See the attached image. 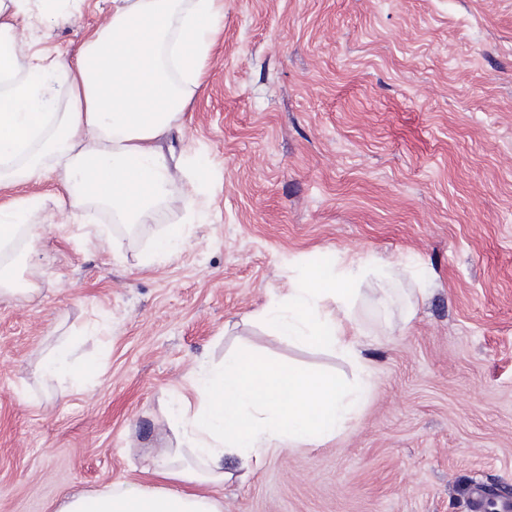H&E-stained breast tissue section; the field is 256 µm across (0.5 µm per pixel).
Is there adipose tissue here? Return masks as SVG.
<instances>
[{
	"instance_id": "ef3b65f1",
	"label": "adipose tissue",
	"mask_w": 512,
	"mask_h": 512,
	"mask_svg": "<svg viewBox=\"0 0 512 512\" xmlns=\"http://www.w3.org/2000/svg\"><path fill=\"white\" fill-rule=\"evenodd\" d=\"M32 0H0V297L27 296L20 276L40 241L34 222L43 199L23 187L54 179L55 196L73 218L106 206L122 224L149 223L185 172L163 141L199 87L203 60L224 17V0H112L109 23L75 59L38 62L24 50ZM64 87L66 111L54 90ZM400 264L329 261L310 267L287 298L259 318L274 335L362 364L352 334L353 285L376 277L389 285ZM366 382L270 361L243 350L203 370L195 399L179 397L173 427L186 447L150 456L148 482H122L68 496L59 512H223L211 487L236 457L257 471L272 448L319 446L361 405Z\"/></svg>"
}]
</instances>
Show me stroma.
Here are the masks:
<instances>
[{
  "mask_svg": "<svg viewBox=\"0 0 512 512\" xmlns=\"http://www.w3.org/2000/svg\"><path fill=\"white\" fill-rule=\"evenodd\" d=\"M33 18L32 56L74 57L112 0ZM166 152L203 171L187 223L173 193L153 222L102 250L62 225L0 297V512L135 480L180 437L167 420L203 368L249 349L357 381L341 354L258 321L314 264H410L381 296L359 282L353 327L363 407L320 446L269 450L214 494L224 512H471L512 500V0H224L201 85ZM188 246L146 266L170 226ZM75 345L91 373L45 383L41 353Z\"/></svg>",
  "mask_w": 512,
  "mask_h": 512,
  "instance_id": "1",
  "label": "stroma"
}]
</instances>
